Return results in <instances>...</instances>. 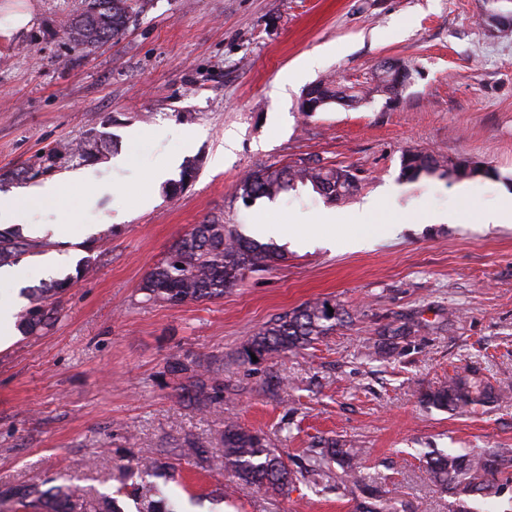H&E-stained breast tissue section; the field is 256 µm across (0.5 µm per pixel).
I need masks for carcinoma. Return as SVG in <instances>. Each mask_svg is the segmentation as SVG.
I'll use <instances>...</instances> for the list:
<instances>
[{"mask_svg":"<svg viewBox=\"0 0 512 512\" xmlns=\"http://www.w3.org/2000/svg\"><path fill=\"white\" fill-rule=\"evenodd\" d=\"M133 0H84L82 12L63 31L74 46L91 51L98 45L117 39L127 29L133 13ZM313 105L324 99L358 102L359 95L334 81H320L309 89ZM92 152L90 141L67 142L46 157L48 166L62 156L85 157ZM443 164L433 155L410 151L404 157L403 170L416 178L433 174ZM311 185L319 195L333 201L351 196L356 181L342 168L288 165L262 168L243 177L238 193L245 201L266 197L272 199L295 189ZM49 243L29 239L20 232L0 231V267L15 264L26 254H39ZM285 259L281 249L240 234L234 225L218 216L204 219L176 239L165 257L143 278L140 291L148 301L181 305L188 301L209 300L224 296V291L237 286L248 274L269 270ZM69 282L53 281L40 288L23 290L28 304L18 313V326L26 334L47 329L58 314V299ZM340 309L330 310L324 301L308 302L262 327L243 347L242 361L251 364L252 357L266 359L274 353L304 349L328 335L342 320ZM177 370L188 374L195 389L196 404L201 409L224 401V385L218 379L203 378V373L190 365L178 364ZM498 392L476 369L463 377L452 378L422 393V401L439 410L469 412L476 406L495 402ZM224 446V471L245 486L278 490L301 477L318 481L326 475L327 459L345 466L344 477L355 486H363L370 502L365 512H389V498L381 491L363 484L359 450L338 441L310 460L308 468L292 471L284 465L278 450L258 432L233 422L224 424L221 433ZM425 463L434 481L446 492L463 496H493L499 491V477L512 472V448H476L470 452H431ZM5 494L0 492V497ZM16 501L19 512H119L110 509L104 499L90 498L72 483L46 489L31 485L20 492L5 495ZM139 512H160L158 484L145 481L136 488Z\"/></svg>","mask_w":512,"mask_h":512,"instance_id":"carcinoma-1","label":"carcinoma"}]
</instances>
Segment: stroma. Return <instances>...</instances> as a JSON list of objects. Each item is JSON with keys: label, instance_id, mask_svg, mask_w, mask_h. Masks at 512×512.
<instances>
[{"label": "stroma", "instance_id": "35a3bbf8", "mask_svg": "<svg viewBox=\"0 0 512 512\" xmlns=\"http://www.w3.org/2000/svg\"><path fill=\"white\" fill-rule=\"evenodd\" d=\"M80 2L0 0L1 23L32 16L0 36V194L31 222L78 229L0 280L2 301L71 281L47 331L0 350V491L66 479L136 512L154 464L178 512H356L363 502L336 465L279 493L215 471L232 421L264 433L291 470L336 439L360 449L366 484L388 491L397 512H459L425 453L512 448V397L464 414L420 400L471 366L512 387V223L482 222L512 197V32L483 24L489 0H146L123 35L90 52L61 35ZM311 55L318 65L300 73ZM388 59L410 74L393 95L376 89ZM326 79L366 95L301 111ZM92 131L104 136L94 158L45 169L52 149ZM409 150L488 173L411 180ZM170 157L169 177L150 182ZM299 162L346 168L358 190L336 202L308 186L240 197L247 172ZM48 179L65 180L62 196L32 199ZM368 201L371 223H352ZM212 215L247 236L299 224L311 242L278 237L285 260L223 297L146 301V273ZM87 256L93 271L76 279ZM315 300L346 311L328 336L242 362L260 328ZM403 323L416 332L393 335ZM178 361L218 377L223 402L191 404Z\"/></svg>", "mask_w": 512, "mask_h": 512}]
</instances>
